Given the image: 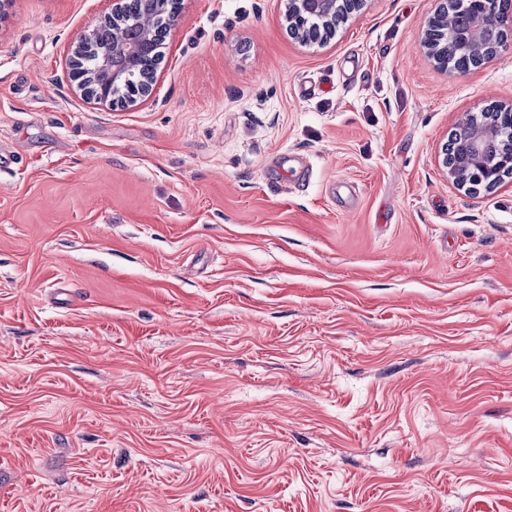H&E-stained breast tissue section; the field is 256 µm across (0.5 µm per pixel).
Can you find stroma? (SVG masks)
I'll return each instance as SVG.
<instances>
[{
    "label": "stroma",
    "instance_id": "obj_1",
    "mask_svg": "<svg viewBox=\"0 0 512 512\" xmlns=\"http://www.w3.org/2000/svg\"><path fill=\"white\" fill-rule=\"evenodd\" d=\"M438 5L181 0L122 108L69 79L112 0H11L0 512H512V178L438 165L512 46L438 69ZM285 18L288 22V29L295 31V37L305 41L316 37L302 24L303 14H309L327 21L330 24L336 23V14L342 12L345 0H285ZM324 24L321 32L325 30ZM448 1H441L439 9L436 10L434 16L428 20L424 36L421 42L423 50L434 61L435 65L442 70H448L447 54L445 52V47H439L435 45L434 41L431 39V34L433 31L432 27L435 19L442 14V7L444 5H447Z\"/></svg>",
    "mask_w": 512,
    "mask_h": 512
}]
</instances>
